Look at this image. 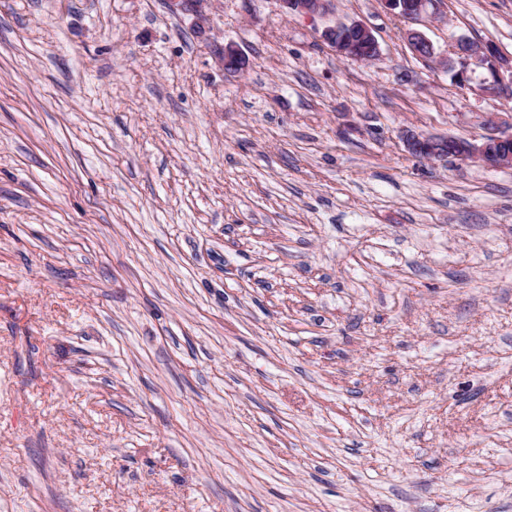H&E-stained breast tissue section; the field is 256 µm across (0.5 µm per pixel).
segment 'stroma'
<instances>
[{
    "label": "stroma",
    "instance_id": "35a3bbf8",
    "mask_svg": "<svg viewBox=\"0 0 512 512\" xmlns=\"http://www.w3.org/2000/svg\"><path fill=\"white\" fill-rule=\"evenodd\" d=\"M206 15L0 0V512H512V0ZM432 0H382L384 7L393 15L414 19L426 11ZM343 30L348 36L336 37ZM322 39L341 55L359 60H374L380 54V45L373 30L359 21L339 22L326 27L321 33ZM458 63L462 69L458 75L464 79V69L471 60L478 61L484 66L489 78L484 81V90L492 94L512 93V58L503 56L497 46L491 42H471L467 39H460L456 45ZM505 72L509 73L508 85L504 83ZM215 56L227 72L240 73L246 68V57L233 43H225L224 46L215 44ZM404 143L409 153L428 162L470 161L488 167H512V133H491L478 143L452 136L408 132L404 135Z\"/></svg>",
    "mask_w": 512,
    "mask_h": 512
}]
</instances>
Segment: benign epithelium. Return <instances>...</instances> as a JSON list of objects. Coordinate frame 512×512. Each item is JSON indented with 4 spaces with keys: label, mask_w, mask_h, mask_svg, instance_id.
Listing matches in <instances>:
<instances>
[{
    "label": "benign epithelium",
    "mask_w": 512,
    "mask_h": 512,
    "mask_svg": "<svg viewBox=\"0 0 512 512\" xmlns=\"http://www.w3.org/2000/svg\"><path fill=\"white\" fill-rule=\"evenodd\" d=\"M175 10L191 13L198 23L205 21L204 9L214 0H168ZM284 14H324L330 0H276ZM384 7L393 15L414 19L426 11L431 0H382ZM321 38L341 55L359 60H374L380 54V45L373 30L359 21L339 22L326 27ZM407 42L412 51L420 56H434L430 41L418 31L406 33ZM458 63L466 67L476 60L489 74L485 79L484 90L492 94L512 93V58L503 56L497 46L491 42H471L460 39L456 45ZM215 56L224 70L239 73L246 68V57L232 43L215 47ZM511 81L504 83V75ZM404 143L413 156L428 161L446 163L448 161L478 162L488 167H512V134L497 135L491 133L481 142L464 138L429 136L408 132Z\"/></svg>",
    "instance_id": "1"
}]
</instances>
